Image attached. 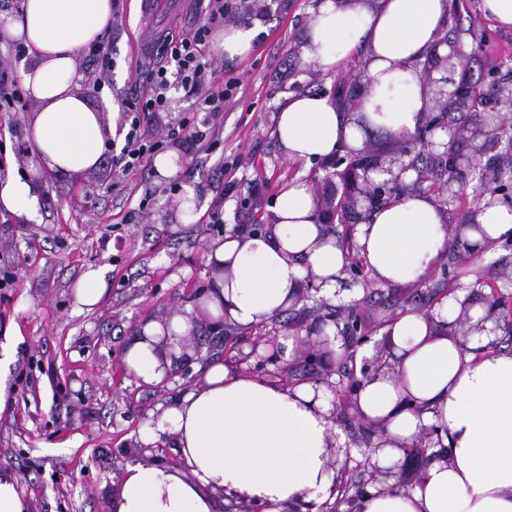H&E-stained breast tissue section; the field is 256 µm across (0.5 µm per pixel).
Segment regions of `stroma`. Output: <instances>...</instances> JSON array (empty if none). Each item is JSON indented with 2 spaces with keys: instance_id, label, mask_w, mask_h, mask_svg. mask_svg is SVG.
<instances>
[{
  "instance_id": "obj_1",
  "label": "stroma",
  "mask_w": 512,
  "mask_h": 512,
  "mask_svg": "<svg viewBox=\"0 0 512 512\" xmlns=\"http://www.w3.org/2000/svg\"><path fill=\"white\" fill-rule=\"evenodd\" d=\"M258 17L233 10L225 25L257 28L256 47L242 59L217 56L225 76L242 87L221 112L198 111L194 97L173 92L170 111L151 131L173 154L177 172L160 175L154 163L124 172L112 160L123 146L124 102L131 97L138 63L131 33L138 18L128 0H116L109 31L112 68L96 84L85 54L76 57L80 90L97 109L116 113L112 147L99 165L72 174L49 167L28 149V130L37 110L0 113V181L18 176L38 185L34 220L0 208V276L13 279L0 288V474L14 478L29 512H113L114 491L125 469L138 463L137 446L154 419L202 384V368L220 357L238 359L237 373L253 375L250 352L257 336L307 335L331 309L357 304L363 329L380 338L401 313L426 312L435 291L455 280L470 305L487 307L492 288H506L512 274V245L499 244L472 262L445 273L435 265L427 282L372 285L344 276L336 292H319L284 314L250 328L225 325L216 334L212 321L197 317L196 303L210 287L206 264L210 246L225 235L257 223L271 226V207L280 187L300 178L315 199L331 196L348 163L367 157L375 165H398L409 141L377 131L366 133L357 151H344V164L329 158L312 165L288 161L275 136L277 114L289 94L325 93L337 104L362 98L364 52L326 72L305 59L303 46L310 12L319 0H265ZM458 9L445 31L467 56L474 103L461 123L486 124L498 113L492 95L496 81H511L512 30L499 28L478 8L479 0H456ZM213 136L212 150L185 153L170 136L181 119ZM196 192L191 220L179 217L186 188ZM262 203L254 213L241 204L252 193ZM222 223H211L212 212ZM107 267L108 293L92 311L78 310L75 288L91 268ZM174 315L196 316L186 344L191 374L159 384L130 379L123 371L126 344L146 321ZM345 440L337 462L352 460L357 481L369 453L366 422L354 410H339L335 421Z\"/></svg>"
}]
</instances>
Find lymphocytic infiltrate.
<instances>
[{"label":"lymphocytic infiltrate","mask_w":512,"mask_h":512,"mask_svg":"<svg viewBox=\"0 0 512 512\" xmlns=\"http://www.w3.org/2000/svg\"><path fill=\"white\" fill-rule=\"evenodd\" d=\"M231 9L229 0H207L202 7V23L178 33L167 31L160 35L143 64L146 87L125 102L128 130L121 152L115 158L124 171L142 167L160 147L159 142L146 137L145 128L156 114L170 111L167 93L171 76H178L182 87L197 99L202 111L220 112L235 102L240 79H215V63L205 55L213 29L223 24Z\"/></svg>","instance_id":"obj_1"}]
</instances>
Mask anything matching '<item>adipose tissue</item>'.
<instances>
[{"mask_svg":"<svg viewBox=\"0 0 512 512\" xmlns=\"http://www.w3.org/2000/svg\"><path fill=\"white\" fill-rule=\"evenodd\" d=\"M113 19L112 0H24L7 25L29 60L22 81L38 109L30 144L48 166L79 174L97 166L111 126L79 92V51L100 39ZM448 0H320L307 26V60L332 71L367 47L366 95L372 126L396 133L421 122L428 84L420 63L440 39ZM275 135L284 156L307 164L357 145L361 130L324 94L299 92L280 109ZM274 223L258 235L232 234L207 252L212 282L200 300L209 317L252 327L292 305L305 273L335 288L347 252L323 224L308 183L292 180L276 196ZM482 233L471 244L512 238V209L481 211ZM371 276L382 284L422 278L448 247L447 218L429 194L404 197L372 214L353 233ZM458 300L432 314L406 312L387 329L388 371L365 379L360 416L382 426L375 451L382 466L397 460L422 428L441 442L433 462L408 491L366 490L352 512H512V352L466 351L450 328ZM193 326L177 316L168 327L144 323L124 349L128 372L147 383L164 380L158 343ZM334 425L308 385L282 387L211 363L201 387L186 392L156 422L172 435L180 466L127 467L114 512H217L218 498L251 500L265 512H296L331 499L328 469Z\"/></svg>","mask_w":512,"mask_h":512,"instance_id":"obj_1","label":"adipose tissue"}]
</instances>
